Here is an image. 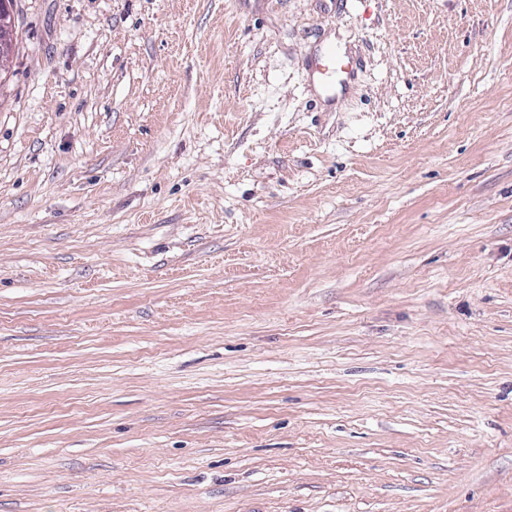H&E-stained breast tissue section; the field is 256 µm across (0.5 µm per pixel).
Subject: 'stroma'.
Wrapping results in <instances>:
<instances>
[{"label": "stroma", "instance_id": "stroma-1", "mask_svg": "<svg viewBox=\"0 0 512 512\" xmlns=\"http://www.w3.org/2000/svg\"><path fill=\"white\" fill-rule=\"evenodd\" d=\"M13 18L0 512H512V0Z\"/></svg>", "mask_w": 512, "mask_h": 512}]
</instances>
